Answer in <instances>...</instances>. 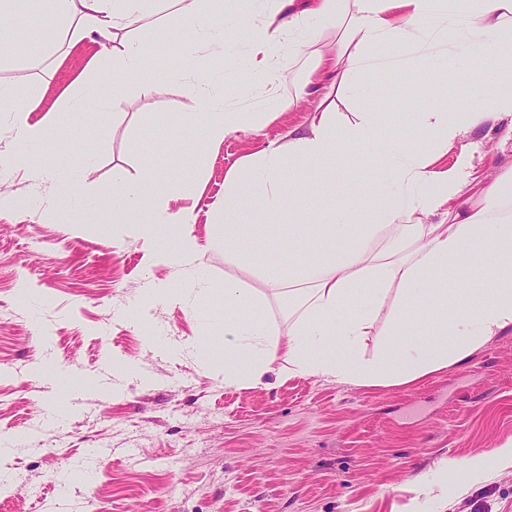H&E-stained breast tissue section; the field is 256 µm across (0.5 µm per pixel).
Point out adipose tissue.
<instances>
[{"instance_id":"adipose-tissue-1","label":"adipose tissue","mask_w":512,"mask_h":512,"mask_svg":"<svg viewBox=\"0 0 512 512\" xmlns=\"http://www.w3.org/2000/svg\"><path fill=\"white\" fill-rule=\"evenodd\" d=\"M40 19L67 44L96 40L87 76L70 93L65 108L83 114L105 87L106 72L117 69L134 79L140 93L158 90L146 68L136 33L142 21L173 10L193 47L222 50L224 30L248 31L243 63L274 93L260 111L239 112L217 100L207 73L184 60L176 81L188 86L207 110L200 136L211 144L230 133L259 131L317 94L322 83L355 93L354 74L371 77L407 65L394 45L415 54L446 60L449 39L469 46L456 67L477 71L484 57L512 63V0H312L303 9L296 0H250L247 10L225 12L216 23L206 0H46ZM342 30L333 52L320 44L329 28ZM307 59L312 69L289 93L287 59ZM16 92L0 84V112L9 113L23 141L46 140L51 117L32 120L15 103ZM512 118V93L488 88L464 112H423L406 142L393 140L373 107L341 123L335 113L320 112L307 126L289 130L284 142H272L243 156L225 177L224 260L247 268L252 240L270 238L288 254L287 264L270 265L259 275L270 291L288 300L287 328L242 322L243 310L262 300L255 289L234 279L224 282V314L215 329L224 333V380L258 384L277 360L292 374L317 375L350 386L411 385L448 370L512 326V166L495 176L479 175L465 139L474 129ZM346 138L354 153H370L388 174L380 192L376 221L352 232L342 218L311 224H276L294 208L297 196L288 172L316 165ZM459 152L452 168L435 164L448 147ZM163 181L157 157L141 159V173L112 176V214L119 223L152 244L158 263L195 260L200 247L182 237L177 246L160 244L161 230L188 224L192 211L169 210L157 187ZM317 243L320 257H307ZM489 276L497 288H471ZM389 335L407 331L409 340L365 355L364 346L379 318Z\"/></svg>"}]
</instances>
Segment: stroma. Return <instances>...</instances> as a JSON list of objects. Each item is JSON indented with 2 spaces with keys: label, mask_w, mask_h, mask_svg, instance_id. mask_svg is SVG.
I'll return each mask as SVG.
<instances>
[{
  "label": "stroma",
  "mask_w": 512,
  "mask_h": 512,
  "mask_svg": "<svg viewBox=\"0 0 512 512\" xmlns=\"http://www.w3.org/2000/svg\"><path fill=\"white\" fill-rule=\"evenodd\" d=\"M138 38L178 58L189 40L174 20L151 17ZM21 40L39 41L40 54L14 55ZM51 45L26 18L0 25V81L16 86L17 105L31 108L33 119L52 115L69 141L64 149L54 139L29 146L0 112V151L29 158L0 186L23 203L0 210V440L13 442L0 474L30 480L21 497L0 489V512H512V460L498 454L512 440V327L461 364L405 386L339 385L289 375L277 362L262 384L236 387L214 364L222 338L206 330L224 306L219 285L231 276L266 289L260 277L225 264L215 239L224 177L245 154L305 124L316 102L259 133L207 145L183 132L185 122L200 126L204 104L170 80L162 57L152 62L159 93L139 94L116 71L112 87L75 117L63 103L97 46L59 53ZM454 70L422 55L365 96L323 92L337 112L370 103L407 126L418 113L460 109L483 94L471 77L460 87L449 83ZM222 84L242 112L256 111L266 94L237 67L224 71ZM467 140L480 174L512 163L508 122ZM148 144L173 179L194 186V199L169 201L171 210L196 213L193 224L172 228L169 243L190 233L203 249L196 264H154L152 246L112 221V174L138 176ZM41 165L72 172L70 220L57 219V190L38 176ZM373 168L338 142L332 157L299 174L325 179V190L284 211L280 223L308 222L351 197L358 200L352 222H373ZM201 273L210 292L197 286ZM151 283L165 285L169 297L147 299ZM136 311L166 347L152 346L130 318ZM102 447L107 456H96ZM475 457L490 464L481 482L460 469L449 473L447 493L427 495L416 480L444 461Z\"/></svg>",
  "instance_id": "35a3bbf8"
}]
</instances>
